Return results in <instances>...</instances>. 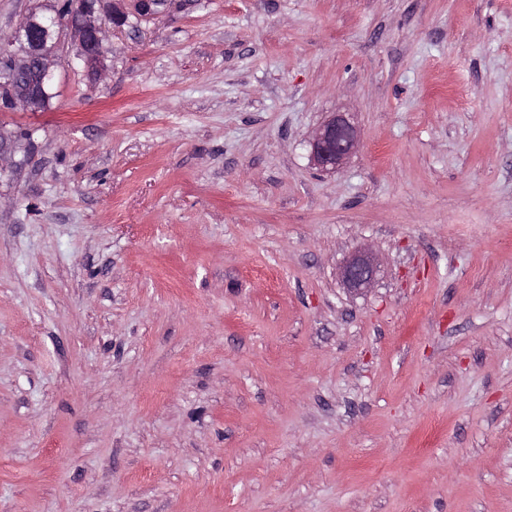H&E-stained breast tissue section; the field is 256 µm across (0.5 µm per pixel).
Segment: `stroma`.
<instances>
[{"instance_id":"1","label":"stroma","mask_w":512,"mask_h":512,"mask_svg":"<svg viewBox=\"0 0 512 512\" xmlns=\"http://www.w3.org/2000/svg\"><path fill=\"white\" fill-rule=\"evenodd\" d=\"M103 66L0 112V512H512V0H171ZM358 127L347 112L332 114L308 136L310 161L316 167L336 172L354 153ZM380 263L379 253L367 246L359 255L350 258L341 268V278L348 289L356 292L371 288Z\"/></svg>"}]
</instances>
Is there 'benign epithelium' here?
<instances>
[{
	"label": "benign epithelium",
	"instance_id": "7a95c632",
	"mask_svg": "<svg viewBox=\"0 0 512 512\" xmlns=\"http://www.w3.org/2000/svg\"><path fill=\"white\" fill-rule=\"evenodd\" d=\"M103 0H81L78 10L57 11L46 15L33 10L26 14L9 38L0 43V69L8 77V93L0 98L1 112H34L48 106L53 91L49 79L54 75L59 49V32L67 26L74 30L78 56L97 73L102 63L107 29L101 18ZM127 7L114 14L117 26L138 24L151 19L163 8L161 0H122ZM358 127L347 112H334L308 136L310 161L325 171H336L354 153ZM380 263L371 246L350 258L341 268V278L356 292L371 288Z\"/></svg>",
	"mask_w": 512,
	"mask_h": 512
}]
</instances>
